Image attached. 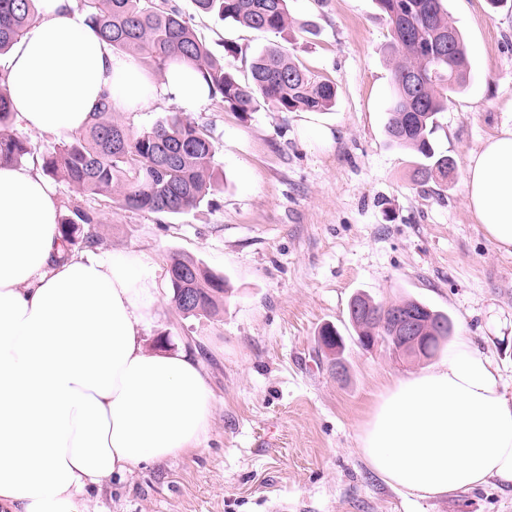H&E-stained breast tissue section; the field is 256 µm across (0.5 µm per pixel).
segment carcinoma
I'll return each mask as SVG.
<instances>
[{
    "mask_svg": "<svg viewBox=\"0 0 512 512\" xmlns=\"http://www.w3.org/2000/svg\"><path fill=\"white\" fill-rule=\"evenodd\" d=\"M392 32V91L385 131L390 141L418 158L417 180L448 182L454 159L437 150L433 134L437 115L448 97L471 79V65L460 30L448 15L447 0H375ZM201 13H217L254 30L283 33L305 24L292 19L288 0H194ZM99 34L120 53H132L164 70L175 61L194 66L210 96L220 97L234 112H254L263 105L281 112H324L335 105L336 87L299 67L289 51L274 45L255 55L250 81L239 82L189 26L170 0H78ZM35 15L34 0H0V54L24 34ZM216 146L209 131L177 114L135 131L111 106L92 115L85 132L59 149L41 156V167L60 177L80 194H109L133 210L156 215H181L214 194ZM34 156L30 141L0 132V163L21 164ZM97 214L74 205L59 231L66 244L85 234L89 245L103 241ZM171 301L185 316L209 317L223 305L224 277L206 269L190 255L176 252L168 265ZM195 304L179 302L185 290ZM419 312L421 327L432 337L418 358L429 359L448 345L453 322L448 315L403 298L387 305L365 294L349 304V319L360 345L368 336H388L381 315Z\"/></svg>",
    "mask_w": 512,
    "mask_h": 512,
    "instance_id": "cac0c4a2",
    "label": "carcinoma"
}]
</instances>
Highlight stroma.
Here are the masks:
<instances>
[{
  "mask_svg": "<svg viewBox=\"0 0 512 512\" xmlns=\"http://www.w3.org/2000/svg\"><path fill=\"white\" fill-rule=\"evenodd\" d=\"M240 82L271 44L332 81L336 105L319 113L332 151L302 138L299 113L233 112L211 99L188 120L217 147L218 191L165 217L105 195L74 200L103 222L102 247L149 256L160 296L147 347L198 351L215 400L209 438L189 455L143 465L91 491L81 512H512V491L490 485L432 500L391 488L366 465L358 436L379 393L421 370L388 349L362 348L350 331L354 294L420 300L474 336L512 378V255L484 239L466 207L471 151L512 127V0H448L472 67L468 88L438 116L436 147L456 170L445 185L413 180L415 155L385 132L392 75L390 27L374 0H289L305 32L243 27L193 0H173ZM224 276L213 317H187L170 300L172 253ZM345 338L341 369L318 346L323 326Z\"/></svg>",
  "mask_w": 512,
  "mask_h": 512,
  "instance_id": "stroma-1",
  "label": "stroma"
}]
</instances>
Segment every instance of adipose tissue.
Instances as JSON below:
<instances>
[{
  "label": "adipose tissue",
  "mask_w": 512,
  "mask_h": 512,
  "mask_svg": "<svg viewBox=\"0 0 512 512\" xmlns=\"http://www.w3.org/2000/svg\"><path fill=\"white\" fill-rule=\"evenodd\" d=\"M8 51L9 105L25 129L83 130L102 97L135 112L160 97L193 112L209 89L188 63L156 81L89 24L77 0H36ZM467 209L512 255V128L471 152ZM60 202L32 168L0 165V512H79L90 490L199 450L214 395L197 352H152L157 301L143 254H77ZM369 468L418 498L512 487V383L468 335L446 358L379 395L358 437Z\"/></svg>",
  "instance_id": "adipose-tissue-1"
}]
</instances>
